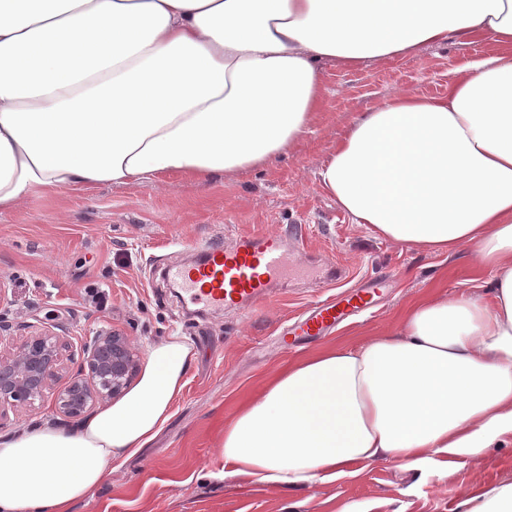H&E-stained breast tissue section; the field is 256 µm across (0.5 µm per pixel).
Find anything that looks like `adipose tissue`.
Instances as JSON below:
<instances>
[{"mask_svg":"<svg viewBox=\"0 0 512 512\" xmlns=\"http://www.w3.org/2000/svg\"><path fill=\"white\" fill-rule=\"evenodd\" d=\"M476 34L503 52L439 97L354 119L319 171L354 223L494 268L491 295L419 300L390 333L279 368L224 429L233 472L306 487L388 456L477 458L512 434V0H0V212L38 189L207 179L311 127L322 59L368 65ZM197 351L149 346L75 426L0 435V512H71L171 416Z\"/></svg>","mask_w":512,"mask_h":512,"instance_id":"ef3b65f1","label":"adipose tissue"}]
</instances>
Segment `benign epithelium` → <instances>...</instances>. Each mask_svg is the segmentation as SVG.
<instances>
[{"label":"benign epithelium","instance_id":"obj_1","mask_svg":"<svg viewBox=\"0 0 512 512\" xmlns=\"http://www.w3.org/2000/svg\"><path fill=\"white\" fill-rule=\"evenodd\" d=\"M84 354V366L55 389L63 369L60 337L35 333L12 353H0V409L33 406L51 397L64 420L80 421L96 404L122 395L137 372L127 338L111 330L87 337Z\"/></svg>","mask_w":512,"mask_h":512}]
</instances>
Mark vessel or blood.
Wrapping results in <instances>:
<instances>
[{
	"label": "vessel or blood",
	"instance_id": "b4317fda",
	"mask_svg": "<svg viewBox=\"0 0 512 512\" xmlns=\"http://www.w3.org/2000/svg\"><path fill=\"white\" fill-rule=\"evenodd\" d=\"M288 247L284 236L257 232L234 244L211 243L198 247L192 263L172 262L164 274L190 301L215 312L243 313L272 299V286L288 273ZM362 287L308 307L288 325V334L318 336L336 322L350 318L371 301Z\"/></svg>",
	"mask_w": 512,
	"mask_h": 512
}]
</instances>
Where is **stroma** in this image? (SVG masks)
Returning <instances> with one entry per match:
<instances>
[{
	"label": "stroma",
	"instance_id": "stroma-1",
	"mask_svg": "<svg viewBox=\"0 0 512 512\" xmlns=\"http://www.w3.org/2000/svg\"><path fill=\"white\" fill-rule=\"evenodd\" d=\"M498 49L473 37L367 66L322 60L325 91L309 131L265 166L201 180L167 174L44 189L0 214V348L48 329L62 337L64 363L74 369L85 338L112 330L127 337L141 366L148 345L174 332L198 352L168 422L144 448L113 460L111 479L72 512H473L487 491L512 483L508 434L475 465L451 455L414 467L383 458L309 488L215 476L225 426L285 362L390 331L417 297L487 295L494 273L476 271L469 250L437 256L377 237L326 194L318 172L360 113L406 93L444 94L457 70ZM255 232L301 236L302 257L341 268V279L317 287L291 277L270 304L233 315L181 303L159 275L195 247ZM372 280L388 284L373 307L326 335L281 345L287 320L307 303Z\"/></svg>",
	"mask_w": 512,
	"mask_h": 512
}]
</instances>
